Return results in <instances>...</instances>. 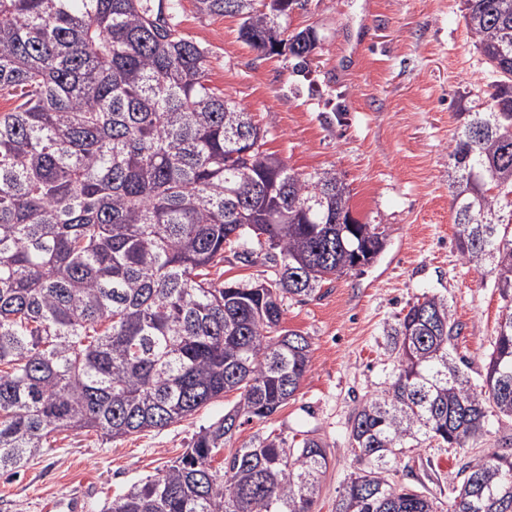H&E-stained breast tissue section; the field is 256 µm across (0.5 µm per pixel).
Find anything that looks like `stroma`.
<instances>
[{
  "label": "stroma",
  "instance_id": "obj_1",
  "mask_svg": "<svg viewBox=\"0 0 512 512\" xmlns=\"http://www.w3.org/2000/svg\"><path fill=\"white\" fill-rule=\"evenodd\" d=\"M462 0H309L289 30L315 28L319 46L306 73L288 55L264 56L241 39L236 17H204L182 0L183 34L207 48L213 86L231 95L267 132L265 149L298 173L333 169L351 191L350 210L387 228L369 266L324 282L315 296L285 302L283 326L306 336L311 366L295 396L263 421L242 425L212 462L249 445L256 432L296 446H328L329 466L315 512H335L357 462L348 418L387 387L395 362L384 329L426 295L448 302L460 333L451 342L474 383H482L507 301L493 275L461 259L448 192L449 154L461 107L485 105L492 80L463 18ZM238 392L162 431L112 442L57 434L52 447L17 474L0 472V512H101L132 483L153 478L186 450L200 428L238 401ZM512 450V419L491 418L462 448H406L392 476L450 512L468 462Z\"/></svg>",
  "mask_w": 512,
  "mask_h": 512
}]
</instances>
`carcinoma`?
Returning <instances> with one entry per match:
<instances>
[{
    "instance_id": "carcinoma-1",
    "label": "carcinoma",
    "mask_w": 512,
    "mask_h": 512,
    "mask_svg": "<svg viewBox=\"0 0 512 512\" xmlns=\"http://www.w3.org/2000/svg\"><path fill=\"white\" fill-rule=\"evenodd\" d=\"M308 0H194L241 19L256 51L304 70L315 30L280 18ZM463 19L495 80L467 113L448 173L462 260L512 294V0H464ZM181 0H0V472H16L63 431L120 440L162 430L231 391L162 475L102 512H314L327 444L257 436L211 471L242 422L294 396L309 370L284 301L309 297L385 247L361 224L334 170L299 174L263 150L265 132L211 86L208 51L180 33ZM270 268L215 283L225 248ZM459 327L425 296L385 328L396 372L354 409L362 468L335 512H435L389 478L411 443L464 447L491 416L512 418V307L484 384L450 352ZM452 512H512V452L470 461Z\"/></svg>"
}]
</instances>
